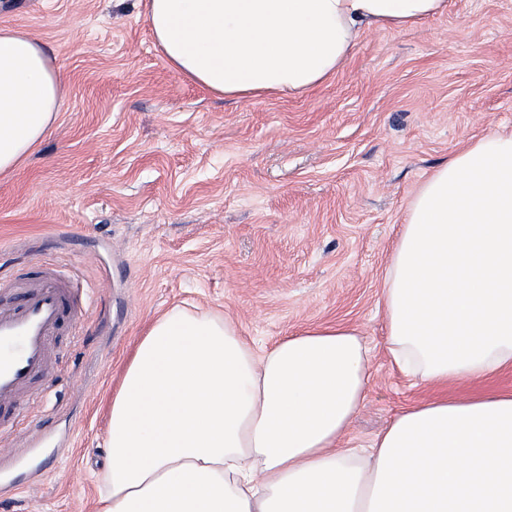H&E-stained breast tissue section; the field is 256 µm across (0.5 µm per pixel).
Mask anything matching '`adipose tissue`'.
Returning <instances> with one entry per match:
<instances>
[{"label": "adipose tissue", "instance_id": "ef3b65f1", "mask_svg": "<svg viewBox=\"0 0 512 512\" xmlns=\"http://www.w3.org/2000/svg\"><path fill=\"white\" fill-rule=\"evenodd\" d=\"M163 59L213 94L295 96L373 28L447 0H143ZM63 75L44 42L0 27V176L51 130ZM388 353L438 396L368 448L341 441L370 378L357 330L306 329L255 351L236 325L175 308L112 396L103 512H512V135L455 153L409 202L383 292ZM454 382L481 385L465 397Z\"/></svg>", "mask_w": 512, "mask_h": 512}]
</instances>
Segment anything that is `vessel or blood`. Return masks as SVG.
Wrapping results in <instances>:
<instances>
[{
	"label": "vessel or blood",
	"mask_w": 512,
	"mask_h": 512,
	"mask_svg": "<svg viewBox=\"0 0 512 512\" xmlns=\"http://www.w3.org/2000/svg\"><path fill=\"white\" fill-rule=\"evenodd\" d=\"M79 319L72 278L59 269L41 271L15 302L0 303V407L19 414L35 400L31 385L50 370L53 340ZM10 429L0 418V461L15 466L23 452L13 446Z\"/></svg>",
	"instance_id": "vessel-or-blood-1"
}]
</instances>
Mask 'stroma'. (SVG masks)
Instances as JSON below:
<instances>
[{
    "instance_id": "1",
    "label": "stroma",
    "mask_w": 512,
    "mask_h": 512,
    "mask_svg": "<svg viewBox=\"0 0 512 512\" xmlns=\"http://www.w3.org/2000/svg\"><path fill=\"white\" fill-rule=\"evenodd\" d=\"M0 26L39 36L66 84L51 130L0 177V298L50 263L91 299L12 436L49 475L0 512H99L112 393L176 306L230 317L258 348L356 329L371 377L349 446L433 396L388 355L384 280L421 184L512 133V0H448L363 33L304 94L249 100L176 74L142 0H0Z\"/></svg>"
}]
</instances>
